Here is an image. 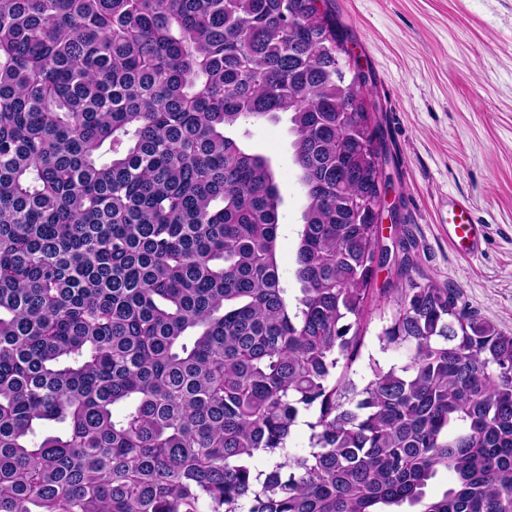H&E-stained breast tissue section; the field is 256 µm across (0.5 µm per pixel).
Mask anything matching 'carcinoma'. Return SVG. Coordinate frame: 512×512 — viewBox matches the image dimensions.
Segmentation results:
<instances>
[{
    "label": "carcinoma",
    "mask_w": 512,
    "mask_h": 512,
    "mask_svg": "<svg viewBox=\"0 0 512 512\" xmlns=\"http://www.w3.org/2000/svg\"><path fill=\"white\" fill-rule=\"evenodd\" d=\"M327 2L0 0V512H512L511 334L410 278L349 375L392 253ZM288 115L282 114L277 124L268 122L249 126L251 136L246 139L255 152L269 156L280 173L284 204L281 209V235L279 265L283 282L289 288H299L293 271L295 267L296 231L302 223L306 198L298 181V170L292 163V134L289 132ZM405 275L394 264L379 269L373 283V298L367 314L361 324V344L359 356L352 366L351 377L360 382L362 378L370 376L369 359L373 357L384 368L393 364L405 362L406 355L403 350H381L379 333L383 326L389 323L395 309V300L398 295L397 288H405Z\"/></svg>",
    "instance_id": "carcinoma-1"
}]
</instances>
